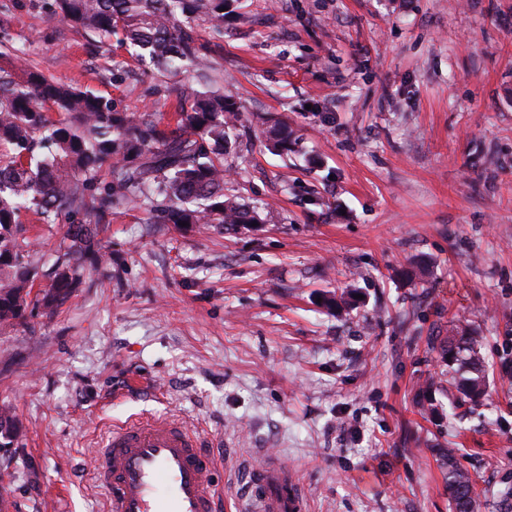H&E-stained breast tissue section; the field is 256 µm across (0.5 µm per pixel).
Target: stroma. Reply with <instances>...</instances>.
I'll return each instance as SVG.
<instances>
[{
  "mask_svg": "<svg viewBox=\"0 0 512 512\" xmlns=\"http://www.w3.org/2000/svg\"><path fill=\"white\" fill-rule=\"evenodd\" d=\"M52 0H0V52L119 112L168 113L191 74L134 62ZM211 44L241 106L226 187L250 229L155 224L113 211L111 262L55 314L0 325V512H101L104 431L152 413L216 442L238 493L277 461L307 512H451L442 452L476 481L477 512L512 485V0H236ZM283 123L292 153L266 151ZM29 224L41 286L63 224ZM352 287L350 315L319 299ZM484 336L483 404L433 421L418 389L444 370L429 338Z\"/></svg>",
  "mask_w": 512,
  "mask_h": 512,
  "instance_id": "stroma-1",
  "label": "stroma"
}]
</instances>
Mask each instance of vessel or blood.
I'll use <instances>...</instances> for the list:
<instances>
[{"mask_svg": "<svg viewBox=\"0 0 512 512\" xmlns=\"http://www.w3.org/2000/svg\"><path fill=\"white\" fill-rule=\"evenodd\" d=\"M204 440L183 424L145 418L113 428L94 459L104 512H221L224 488ZM286 468L255 469L236 512H305Z\"/></svg>", "mask_w": 512, "mask_h": 512, "instance_id": "b4317fda", "label": "vessel or blood"}]
</instances>
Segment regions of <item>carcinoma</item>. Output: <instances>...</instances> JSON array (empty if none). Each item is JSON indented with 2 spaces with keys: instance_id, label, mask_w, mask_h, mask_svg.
Segmentation results:
<instances>
[{
  "instance_id": "1",
  "label": "carcinoma",
  "mask_w": 512,
  "mask_h": 512,
  "mask_svg": "<svg viewBox=\"0 0 512 512\" xmlns=\"http://www.w3.org/2000/svg\"><path fill=\"white\" fill-rule=\"evenodd\" d=\"M231 0H56L60 20L86 33L121 35L130 57L160 72L192 69L208 75L211 61L196 21L224 34ZM174 127L163 128L149 113L116 112L112 102L90 91L60 84L38 69L0 54V323L23 322L27 312H56L80 284L84 264L104 255L100 224L112 210L138 207L159 224H218L245 228L261 213L224 193V151L239 121V107L221 90L182 92L172 106ZM265 147L288 152L280 125L265 131ZM112 176L101 178L104 164ZM24 211L47 224L66 220L59 263L48 288L36 289L29 261ZM448 366V400L476 405L487 393L482 337L470 327L437 337ZM443 379L420 387L419 406L432 420L443 407L433 394ZM19 423L0 408V446L18 438ZM452 512H474L475 482L459 467L456 449L443 461Z\"/></svg>"
}]
</instances>
